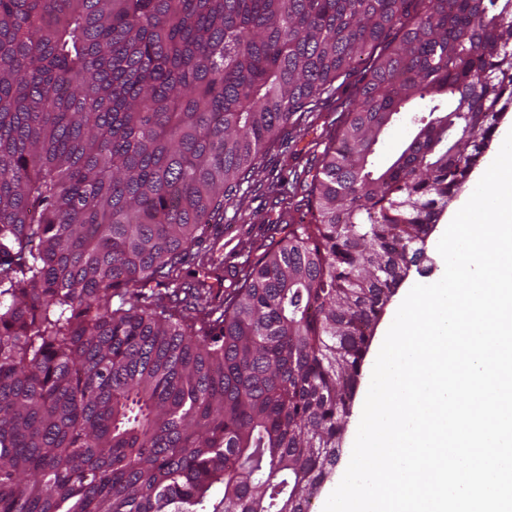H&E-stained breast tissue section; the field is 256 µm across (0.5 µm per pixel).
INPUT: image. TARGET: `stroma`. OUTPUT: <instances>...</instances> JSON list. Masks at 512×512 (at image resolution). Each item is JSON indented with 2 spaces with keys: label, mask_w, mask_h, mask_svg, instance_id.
I'll list each match as a JSON object with an SVG mask.
<instances>
[{
  "label": "stroma",
  "mask_w": 512,
  "mask_h": 512,
  "mask_svg": "<svg viewBox=\"0 0 512 512\" xmlns=\"http://www.w3.org/2000/svg\"><path fill=\"white\" fill-rule=\"evenodd\" d=\"M338 115L336 101L330 98L307 117L305 129H282L279 137L286 147L272 144L265 149L255 182L245 189L242 202L225 205L224 221L212 227L209 242L228 252L246 245L259 254L271 240V225L298 223L300 212L278 203L273 185L278 177L317 167Z\"/></svg>",
  "instance_id": "stroma-1"
}]
</instances>
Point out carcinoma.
<instances>
[{
    "label": "carcinoma",
    "mask_w": 512,
    "mask_h": 512,
    "mask_svg": "<svg viewBox=\"0 0 512 512\" xmlns=\"http://www.w3.org/2000/svg\"><path fill=\"white\" fill-rule=\"evenodd\" d=\"M360 65L291 184L309 221L180 298L267 145ZM511 106L512 0H0V512H307ZM510 126H512V110L505 113L503 119L500 122L499 128L497 130L496 135L493 138V141L491 145L488 147V149L484 152L482 157L480 158L478 164L475 166V168L470 173L469 177L467 178L466 183L463 185L461 191L457 194V196L452 200V202L448 205V208L444 212V214L441 216L440 221L438 224H436L434 231L429 236L427 243H426V255L427 260L424 261L419 265V268L421 271H425L424 274H419L416 270V267H412L407 279L402 284V286L398 289V292L395 296L392 297L390 302L388 303L385 312L383 316L381 317L377 328L374 333V339L372 342V345L370 347L369 353L366 357L364 366H363V372L360 384L358 386L353 408H352V414L348 420V423L346 425L345 433L343 436V442H342V451L340 455V459L336 463V466L333 467L331 474L327 478V480L324 482V484L321 486V488L311 497L310 499V512H323V507L329 497V495L332 493V491L336 488V486L339 484L341 474L344 470V468L347 466L350 460L351 452H352V428L353 423L357 414V411L361 405L363 396H364V389L365 384L368 381L369 375L372 370V353L373 350L379 340L381 329L385 321L389 318L390 314L393 312V310L396 308V306L399 303V300L404 292V287L407 284L410 283H416V282H436L438 281L443 273L444 268V261L440 254L437 251V244L435 243L436 233L438 231L439 225L441 224H447L446 221L448 219V215H453L459 207L460 201L464 198V195L469 190L475 179L484 171V166L486 159L489 155H491L493 152L496 151L497 146L499 144L501 135L504 131H506ZM413 115V112L401 113L385 131L378 144L376 156L378 164H385L397 155L411 138L416 130V125L411 120Z\"/></svg>",
    "instance_id": "1"
}]
</instances>
